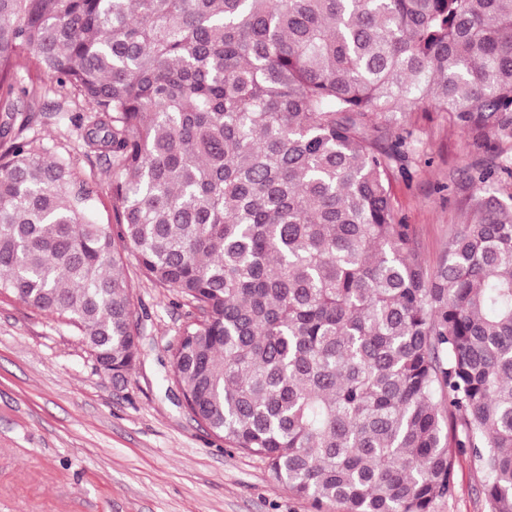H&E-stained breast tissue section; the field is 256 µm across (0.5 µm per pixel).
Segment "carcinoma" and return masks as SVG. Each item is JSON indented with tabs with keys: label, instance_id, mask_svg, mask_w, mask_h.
<instances>
[{
	"label": "carcinoma",
	"instance_id": "1",
	"mask_svg": "<svg viewBox=\"0 0 512 512\" xmlns=\"http://www.w3.org/2000/svg\"><path fill=\"white\" fill-rule=\"evenodd\" d=\"M34 65L95 120L114 222L15 129ZM429 105L512 136V0H0V294L115 378L126 256L199 312L185 408L317 512H431L471 451L512 512V207L485 186L428 271L383 146Z\"/></svg>",
	"mask_w": 512,
	"mask_h": 512
}]
</instances>
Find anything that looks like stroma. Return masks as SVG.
Instances as JSON below:
<instances>
[{"label":"stroma","mask_w":512,"mask_h":512,"mask_svg":"<svg viewBox=\"0 0 512 512\" xmlns=\"http://www.w3.org/2000/svg\"><path fill=\"white\" fill-rule=\"evenodd\" d=\"M17 78L38 89L18 113L24 136L91 183L94 216L107 221L112 165L71 123L86 106L34 68ZM393 132L415 142L392 184L394 210L433 269L480 196L471 175L511 159L512 139L492 133L477 147L430 107L398 114ZM126 264L138 360L120 380L96 370L68 319L0 295V512H315L272 481L266 460L185 409L170 355L197 312L140 278L135 258ZM481 483L472 454L457 456L453 493L433 512H486Z\"/></svg>","instance_id":"1"}]
</instances>
